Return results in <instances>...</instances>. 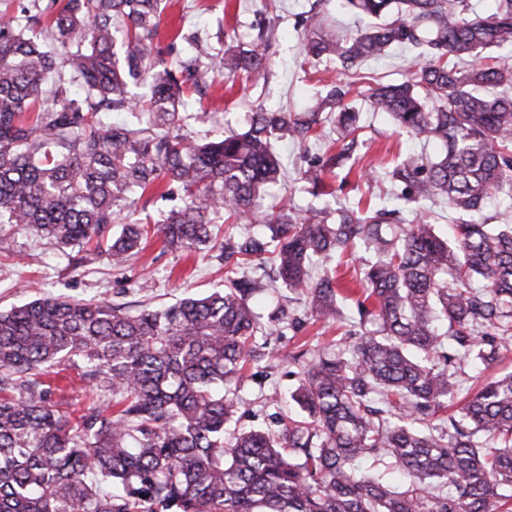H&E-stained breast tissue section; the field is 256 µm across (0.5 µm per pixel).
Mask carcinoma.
<instances>
[{
	"instance_id": "cac0c4a2",
	"label": "carcinoma",
	"mask_w": 512,
	"mask_h": 512,
	"mask_svg": "<svg viewBox=\"0 0 512 512\" xmlns=\"http://www.w3.org/2000/svg\"><path fill=\"white\" fill-rule=\"evenodd\" d=\"M346 2L371 23L345 35L313 15L304 50L345 72L395 47L417 51L409 78L376 85L368 106L440 145L385 177L405 200H446L451 239L425 213L402 223L397 207L283 200L259 212L281 177L274 133L305 144L336 111L326 167L337 169L361 130L338 83L301 112L256 107L241 133H188L187 92L240 72L265 80V42L216 59L193 40L174 69L155 45L167 0H32L25 20L0 10L1 256L12 253L5 224L74 271L91 244L120 267L153 232L174 251L217 247L239 269L271 259L318 319L338 314V288L328 272L314 277V258L371 252L357 329L289 356L297 414L275 429L227 434L242 371L263 358L261 277L244 271L134 312L66 296L0 311V512H512V371L473 393L463 378L512 348V222L485 213L492 198L512 199V63L479 60L512 50V0L488 13L471 0ZM129 110L143 123L112 120ZM161 184L182 205L154 223L137 217ZM256 217L260 233H213ZM67 364L93 392L75 422L38 379Z\"/></svg>"
}]
</instances>
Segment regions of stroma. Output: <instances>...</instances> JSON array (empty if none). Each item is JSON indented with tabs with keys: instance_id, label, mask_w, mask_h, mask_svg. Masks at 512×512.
Returning a JSON list of instances; mask_svg holds the SVG:
<instances>
[{
	"instance_id": "obj_1",
	"label": "stroma",
	"mask_w": 512,
	"mask_h": 512,
	"mask_svg": "<svg viewBox=\"0 0 512 512\" xmlns=\"http://www.w3.org/2000/svg\"><path fill=\"white\" fill-rule=\"evenodd\" d=\"M322 12L325 19L345 31L356 30L359 22L341 0H170L163 15L159 49H167L176 38L197 36L209 42L215 56L228 46L224 34L236 31L240 42L251 43L260 23L270 24L273 35L270 67L264 83L246 84L243 79H218L209 89L192 94L187 110L189 132L201 140L241 132L245 116L260 104L286 112L303 109L309 99L326 94L337 77L333 61L308 59L301 49L306 20L310 12ZM411 53L394 49L380 60H368L359 68L360 78L346 98L359 113L364 131L355 151L356 165L368 169L373 177L358 179L345 169L325 173L324 179L336 190L338 202L348 206H375L388 200L391 183L384 173L395 162L410 156H436L438 149L422 145L402 133L385 114L370 111L366 95L379 83L403 80L411 67ZM336 134L324 125L321 139L297 145L279 139L276 152L284 177L272 193L288 196L299 209L320 208L324 198L314 197L300 179L308 165L326 157ZM13 255L0 262V309L40 296H72L108 300L138 308L145 299L166 304L188 296H200L221 287L228 268L222 260L197 251L185 254L165 248L160 237H151L146 248L123 268L115 269L103 257L90 255L84 269L70 271L66 257L45 242L21 229H10ZM283 307L288 317L273 324L268 316ZM344 320L312 321L303 297L285 290L270 295L258 312L261 332L257 342L266 354L255 376L241 382L237 394L243 401L240 426H273L282 410L269 400L272 391H288L295 380L288 374L289 354L303 345H327L349 328L355 308L352 301L342 304Z\"/></svg>"
}]
</instances>
